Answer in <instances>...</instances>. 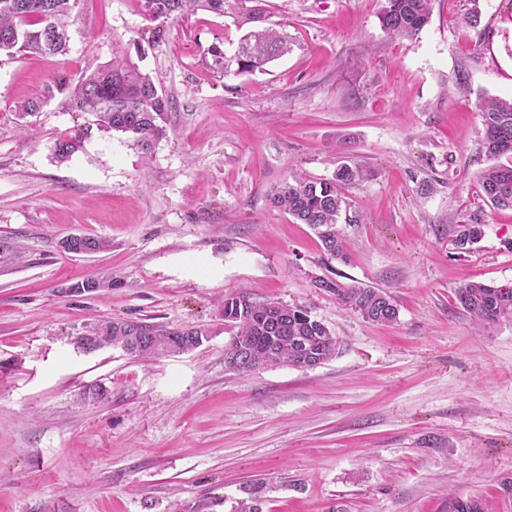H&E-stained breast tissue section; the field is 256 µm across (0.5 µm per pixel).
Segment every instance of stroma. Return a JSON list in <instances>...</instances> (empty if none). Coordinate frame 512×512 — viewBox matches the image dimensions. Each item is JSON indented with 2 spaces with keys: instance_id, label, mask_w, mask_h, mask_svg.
I'll return each instance as SVG.
<instances>
[{
  "instance_id": "stroma-1",
  "label": "stroma",
  "mask_w": 512,
  "mask_h": 512,
  "mask_svg": "<svg viewBox=\"0 0 512 512\" xmlns=\"http://www.w3.org/2000/svg\"><path fill=\"white\" fill-rule=\"evenodd\" d=\"M384 5L226 0L160 25L142 0H76L66 54L0 56V512H231L256 479L265 512H447L452 496L512 512V322L478 326L457 300L512 283V209L481 193L478 109L512 99V0H432L411 39L383 29ZM263 28L287 54L212 68V46L233 54ZM117 55L171 100L151 154L56 98L17 117ZM343 163L371 176L343 191L338 259L271 198ZM476 221L481 240L458 249L449 225ZM69 235L109 248L68 253ZM92 276L111 288L72 292ZM318 277L387 292L396 322L366 321ZM241 292L307 308L335 357L227 370L224 300ZM119 319L212 334L149 360L74 345ZM96 383L107 399L85 396Z\"/></svg>"
}]
</instances>
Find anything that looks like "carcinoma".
Here are the masks:
<instances>
[{
	"label": "carcinoma",
	"mask_w": 512,
	"mask_h": 512,
	"mask_svg": "<svg viewBox=\"0 0 512 512\" xmlns=\"http://www.w3.org/2000/svg\"><path fill=\"white\" fill-rule=\"evenodd\" d=\"M73 0H0V54L58 55L67 49L69 41L65 18ZM148 19H173L194 10L224 12V0H143ZM431 0H386L381 23L391 35L412 38L428 23ZM287 49L284 37L271 29L252 31L240 39L234 55L227 56L219 47L209 50L213 65L229 71L262 70ZM67 91L62 104L72 112L93 116L95 124L105 132L132 135L141 149L149 154L155 144L167 134L169 98L158 90L149 75L127 57L115 56L112 62L87 68L77 83L64 82L56 88H46L44 94L24 103L19 115L36 111L55 92ZM484 127V152L492 158L512 157V100L492 98L480 108ZM81 147V138H62L55 145L56 155L67 158ZM367 171L359 164H342L331 180L314 181L302 176L282 185L272 197V204L302 224L315 229L324 251L332 257L342 255V245L336 225L345 205L340 188L364 181ZM480 187L492 206L512 209V163L490 167L482 176ZM455 244L468 249L483 235L480 224H458L448 227ZM69 253L88 247L100 253L109 247L101 238L86 236L62 242ZM318 287L336 300L360 314L364 319L380 323L396 322L399 310L393 298L378 288L349 287L333 278H318ZM112 287L100 278L88 277L71 289L95 292ZM462 308L482 325L501 321L512 322V285L489 286L467 283L458 292ZM224 325L235 329L232 342L252 350L251 360L239 372L247 373L264 366L287 364L301 367V357L312 355L314 363L323 364L336 355L337 341L330 330L311 316L303 306L280 302L259 303L246 292L224 300ZM101 335L98 347L121 348L127 354L149 358L166 354V340L177 335V329L141 321L138 327L127 320H112L97 328ZM277 334L280 342L274 356H269L267 337ZM267 482L258 479L243 486L246 498L237 502L233 512H263ZM448 512H489L479 499L448 501Z\"/></svg>",
	"instance_id": "cac0c4a2"
}]
</instances>
